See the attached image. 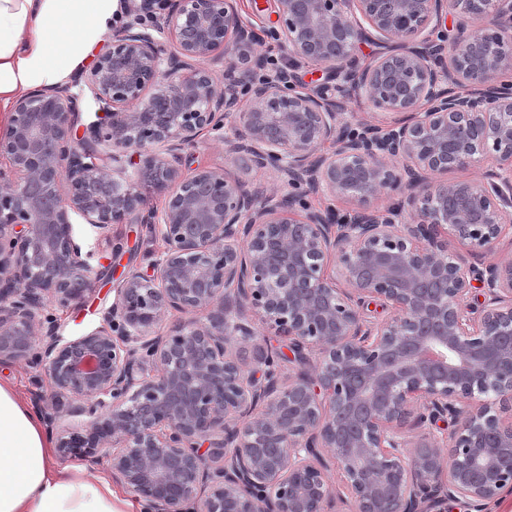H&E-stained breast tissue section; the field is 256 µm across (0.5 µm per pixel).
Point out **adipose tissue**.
<instances>
[{
	"label": "adipose tissue",
	"instance_id": "adipose-tissue-1",
	"mask_svg": "<svg viewBox=\"0 0 512 512\" xmlns=\"http://www.w3.org/2000/svg\"><path fill=\"white\" fill-rule=\"evenodd\" d=\"M122 10L121 0H0V125L20 93L79 68ZM0 512H125L106 477L56 468L41 420L1 384Z\"/></svg>",
	"mask_w": 512,
	"mask_h": 512
}]
</instances>
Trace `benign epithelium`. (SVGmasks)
<instances>
[{"mask_svg":"<svg viewBox=\"0 0 512 512\" xmlns=\"http://www.w3.org/2000/svg\"><path fill=\"white\" fill-rule=\"evenodd\" d=\"M151 6H129L89 72L16 97L0 134V362L32 363L66 399L42 410L58 453L104 463L149 512H335L341 496L353 512H486L512 490V254L499 252L512 236V0H278L267 37L402 115L384 127L348 120L290 69L270 85L239 0H169L156 31L172 54L137 17ZM450 12L479 25L450 41ZM367 35L377 52L356 72ZM220 59L222 77L208 68ZM82 83L104 117L76 138ZM234 115L228 151L285 178L292 205L181 168ZM130 149L140 183L118 176ZM476 165V180L437 179ZM144 185L167 196L161 211H143ZM403 188L353 220L308 201ZM73 212L101 229L148 224L167 248L153 277L124 275L107 327L67 340L46 307L93 285ZM450 236L470 253H450ZM373 302L386 318L369 317ZM195 311L205 319L155 333ZM250 312L292 356L233 357L232 339L257 336ZM445 419L451 431H425Z\"/></svg>","mask_w":512,"mask_h":512,"instance_id":"benign-epithelium-1","label":"benign epithelium"}]
</instances>
